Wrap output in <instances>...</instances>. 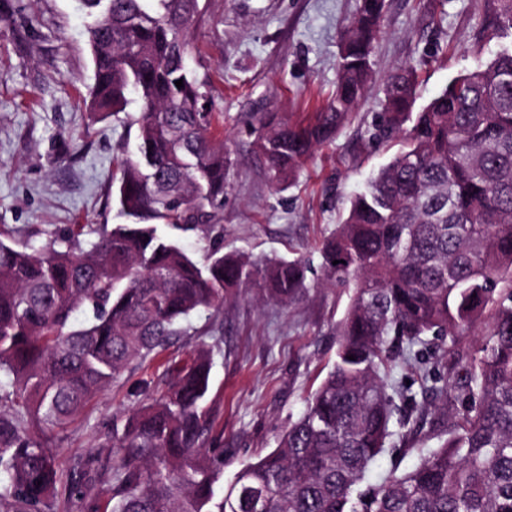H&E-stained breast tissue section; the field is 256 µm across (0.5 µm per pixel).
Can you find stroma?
<instances>
[{
	"instance_id": "obj_1",
	"label": "stroma",
	"mask_w": 512,
	"mask_h": 512,
	"mask_svg": "<svg viewBox=\"0 0 512 512\" xmlns=\"http://www.w3.org/2000/svg\"><path fill=\"white\" fill-rule=\"evenodd\" d=\"M192 31V63L208 78L215 111L224 115V148L233 166L224 195L223 231L183 235L204 259L212 246L263 260L308 259L307 289L290 306L257 303L253 291L191 320L154 360L144 362L94 398L53 438L56 462L108 455L113 422H125L144 397L167 391L177 366L198 349L211 356L205 407L212 435L224 439V478L275 445L304 409L335 360L336 327L347 297L323 288L318 249L343 212L392 151L368 139L381 110L384 83L411 67L418 105L456 76L484 64L497 48L483 24L490 0H386L374 74L350 119L319 147L295 180L272 185L252 148L250 123L260 112L310 118L338 77L341 31L357 0H202ZM90 18L80 0H0V229L16 240L43 243L54 233L120 223L113 184L137 129L125 119L89 118L93 83Z\"/></svg>"
}]
</instances>
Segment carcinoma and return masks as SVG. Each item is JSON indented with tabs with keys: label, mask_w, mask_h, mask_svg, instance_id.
Here are the masks:
<instances>
[{
	"label": "carcinoma",
	"mask_w": 512,
	"mask_h": 512,
	"mask_svg": "<svg viewBox=\"0 0 512 512\" xmlns=\"http://www.w3.org/2000/svg\"><path fill=\"white\" fill-rule=\"evenodd\" d=\"M84 3L90 116L137 105L115 192L129 223L91 230L87 248L79 231L43 245L0 233V512H52L62 490L79 512H512V44L417 112L414 69L387 80L367 133L401 148L319 248L322 285L348 296L336 361L273 450L221 483L201 349L164 394L112 426L116 452L58 468L48 435L183 335L191 315L257 285L285 306L306 288L300 257L215 247L202 265L165 232H213L228 187L224 113L189 65L200 0ZM493 4L488 27L512 37V0ZM385 7L359 0L336 89L311 119L264 112L252 126L272 181L295 175L357 107ZM400 365L419 390L394 378ZM399 401L404 424L429 421L438 446L373 480L376 461L414 439L409 429L393 441Z\"/></svg>",
	"instance_id": "carcinoma-1"
}]
</instances>
